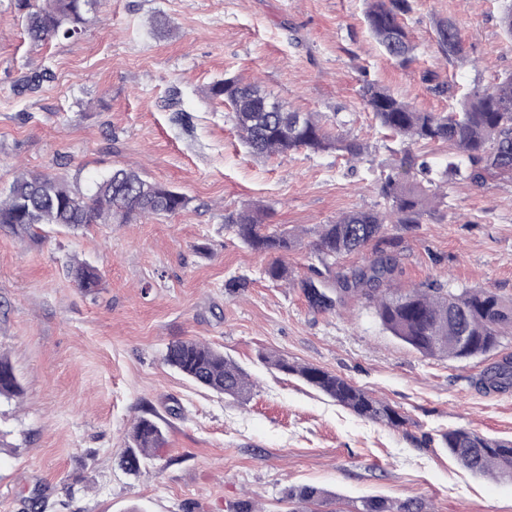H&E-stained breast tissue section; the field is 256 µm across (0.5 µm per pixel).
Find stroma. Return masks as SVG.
Returning <instances> with one entry per match:
<instances>
[{
	"mask_svg": "<svg viewBox=\"0 0 512 512\" xmlns=\"http://www.w3.org/2000/svg\"><path fill=\"white\" fill-rule=\"evenodd\" d=\"M366 0H100L83 36L32 44L21 0H0V189L18 170L80 177L115 168L185 193L172 215L132 224L40 230L0 226V354L21 383L0 399V512H285L288 489L312 485L317 512H354L362 498L422 500L431 512H512V481L475 476L438 439L466 427L512 439V390L482 389L512 358V335L469 359L422 356L381 326L373 305L336 293L322 310L309 244L317 225L353 209L388 211L378 190L422 156L443 171L448 146L386 137L361 87L371 81L423 111L444 112L474 81L512 74L501 0H410L414 60L399 66L372 39ZM457 23L470 65L446 61L436 24ZM49 76L32 91L27 76ZM433 80H426V73ZM258 82L333 131L367 145L353 162L305 149L257 158L241 144L212 85ZM187 112L190 128L172 122ZM268 210L299 230L288 278L265 273L224 218ZM395 287L434 281L512 300V179L442 184L420 224H391ZM101 275L88 293L70 260ZM239 279L229 291L225 281ZM197 339L249 374L246 400L217 396L164 362ZM275 352L335 373L397 407L403 426L362 419L296 376L263 363ZM151 413L165 442L140 475L120 466L134 420Z\"/></svg>",
	"mask_w": 512,
	"mask_h": 512,
	"instance_id": "stroma-1",
	"label": "stroma"
}]
</instances>
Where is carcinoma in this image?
Returning <instances> with one entry per match:
<instances>
[{
    "label": "carcinoma",
    "instance_id": "1",
    "mask_svg": "<svg viewBox=\"0 0 512 512\" xmlns=\"http://www.w3.org/2000/svg\"><path fill=\"white\" fill-rule=\"evenodd\" d=\"M97 0H42L25 16V31L34 43L69 40L85 30L87 14ZM409 0H369L365 20L369 34L385 54L402 64L410 61L413 46L399 16L408 12ZM440 53L464 65L467 52L457 24L437 23ZM224 96L232 108L235 128L243 144L259 156L282 155L299 149L314 153L336 151L354 160L367 154L356 138L336 135L313 112H299L265 93L259 86L237 78H226L210 88ZM363 98L379 126L409 144L441 141L455 151L445 174L474 187L492 176L512 178V75L485 87L475 86L461 101L457 112H427L415 108L375 83L363 87ZM415 180L407 182L388 175L380 194L391 205L385 215L375 210H352L329 224L320 225L314 249L328 273L336 259L362 252L372 241L384 237L386 222L418 224L435 185L434 170L424 158L413 160ZM190 200L172 187L154 184L137 172L115 168L81 188L49 173L22 174L7 193H0V224L16 234L37 225L129 224L147 216L180 212ZM238 236L251 249L277 254L266 268L273 280L288 277L286 258L297 244L296 234L267 231L261 216L242 211L227 217ZM396 259L378 256L365 266L341 274L340 290L360 291L374 304L381 325L393 336L425 357L443 360L485 355L499 344L500 336L512 330V300L484 288L448 290L430 282L413 288H382L391 282ZM68 274L80 288L92 292L99 286L95 267L74 261ZM466 337L460 342L459 337ZM164 362L196 385L216 394L243 400L251 389L247 373L224 352L195 339L168 344ZM265 363L307 384L360 418L390 427L403 424L401 413L389 403L369 395L348 380L309 364H296L280 354H269ZM488 389L512 388V361L505 360L484 373ZM21 385L9 359L0 355V398L17 397ZM164 442L160 425L145 416L131 428L130 443L120 457L121 467L138 476ZM442 445L469 471L501 479H512V439L487 437L458 427L442 435ZM293 512H312L310 505L328 500V493L315 486L288 490ZM357 512H427L419 500L391 502L384 498L361 500Z\"/></svg>",
    "mask_w": 512,
    "mask_h": 512
}]
</instances>
